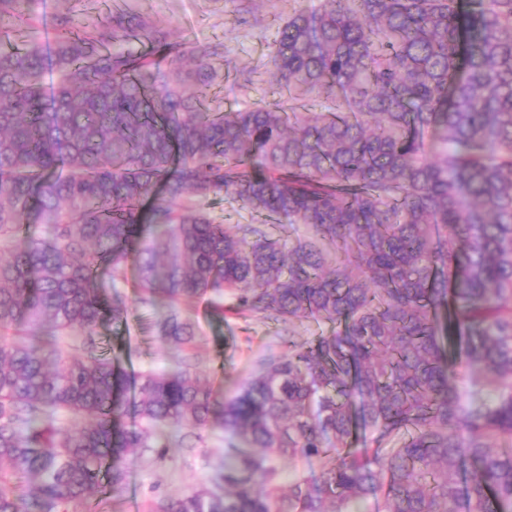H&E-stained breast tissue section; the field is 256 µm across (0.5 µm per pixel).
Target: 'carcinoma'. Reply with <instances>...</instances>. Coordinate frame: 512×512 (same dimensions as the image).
I'll list each match as a JSON object with an SVG mask.
<instances>
[{"instance_id": "carcinoma-1", "label": "carcinoma", "mask_w": 512, "mask_h": 512, "mask_svg": "<svg viewBox=\"0 0 512 512\" xmlns=\"http://www.w3.org/2000/svg\"><path fill=\"white\" fill-rule=\"evenodd\" d=\"M27 2L0 0V512L117 497L132 458L215 431L224 468L147 512H512V0H320L267 62L288 104L236 112L210 104L223 45L69 9L47 52ZM220 193L305 233L216 224ZM130 263L181 348L178 304L226 292L331 329L227 396L188 365L131 381L92 340ZM325 460L313 459L309 462L302 461L298 463L284 462L279 465L277 482L282 487L288 486V483L297 474L318 475L324 467Z\"/></svg>"}]
</instances>
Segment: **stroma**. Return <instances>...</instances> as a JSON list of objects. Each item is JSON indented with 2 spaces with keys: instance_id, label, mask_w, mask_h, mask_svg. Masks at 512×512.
I'll use <instances>...</instances> for the list:
<instances>
[{
  "instance_id": "35a3bbf8",
  "label": "stroma",
  "mask_w": 512,
  "mask_h": 512,
  "mask_svg": "<svg viewBox=\"0 0 512 512\" xmlns=\"http://www.w3.org/2000/svg\"><path fill=\"white\" fill-rule=\"evenodd\" d=\"M82 22L112 14L114 6L169 28L198 47L224 45L223 70L229 76L213 87L210 97L227 112L265 104L284 96V89L270 79L243 87L233 72L263 68L274 48L277 29L294 7L311 9L317 0H82ZM101 288L118 297L127 308L118 322H104L96 329L99 345L128 376L154 369H172L191 361L201 377L218 392L231 393L254 371L265 355L287 353L289 344H302L321 333L313 322H294L290 331L281 324L232 311L225 298L223 316H216L210 300L183 307L196 326V343L181 350L165 344L154 327L155 310L144 303V293L134 271L116 280L103 278ZM224 436L210 434L195 454L177 445L163 453H147L130 464L121 496L96 495L79 512H146L148 503L162 495L188 492L207 483L215 468L224 464Z\"/></svg>"
}]
</instances>
